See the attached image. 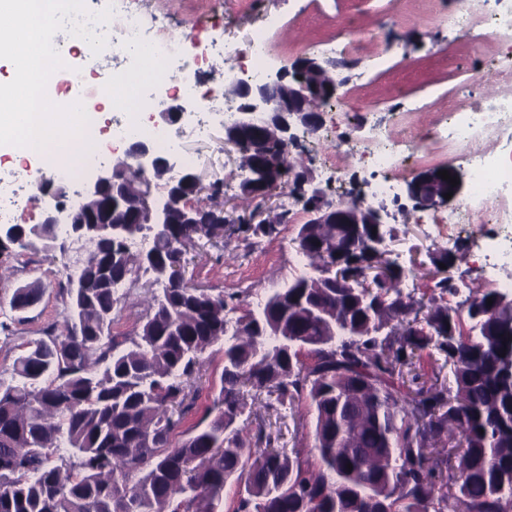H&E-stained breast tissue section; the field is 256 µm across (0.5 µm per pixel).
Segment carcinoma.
<instances>
[{
  "label": "carcinoma",
  "mask_w": 512,
  "mask_h": 512,
  "mask_svg": "<svg viewBox=\"0 0 512 512\" xmlns=\"http://www.w3.org/2000/svg\"><path fill=\"white\" fill-rule=\"evenodd\" d=\"M240 151L289 186L293 166L269 131ZM285 220L247 229L272 239ZM342 228L301 225L297 253L339 269L291 279L258 311L185 281L183 248L208 224L151 239L157 267L96 234L67 279L63 329L29 342L14 382H0V512H215L231 483L234 512H446L450 500L455 512H512V294L489 288L456 308L405 295L420 269L334 257L325 244ZM167 271L177 280L150 293L138 331L112 335L117 280L150 273L151 287ZM44 292L20 286L11 308ZM229 307L245 320L235 339ZM216 345L214 397L184 429L200 358ZM246 388L277 411L307 402L312 447L251 432Z\"/></svg>",
  "instance_id": "carcinoma-1"
}]
</instances>
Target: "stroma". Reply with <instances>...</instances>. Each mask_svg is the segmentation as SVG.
<instances>
[{
  "mask_svg": "<svg viewBox=\"0 0 512 512\" xmlns=\"http://www.w3.org/2000/svg\"><path fill=\"white\" fill-rule=\"evenodd\" d=\"M126 5L152 22L161 37L177 40L189 59L212 40L242 43L253 29L275 20L271 36L277 51L269 61L274 71L312 56L316 42L332 38L345 20L357 19L359 39L369 50L380 52L383 63L346 73L344 85L322 108L321 128L289 146V160L296 168L308 169L312 186L326 187L329 199L372 202L387 211L386 243L404 266L416 262L431 270L442 253H450V273L458 291L445 295L446 303L456 304L470 293L492 287L496 278L512 277L510 268L495 273L485 265L505 225L485 224L477 217L467 224H442L438 221L446 213L442 207L421 208L405 197L372 201L368 171L346 168L343 180L331 184L324 174L334 139H367L376 122L402 144L411 134L428 135L426 146L410 160L407 176L439 166L468 171L465 151H449L442 138L449 123L448 101L462 83L491 94L512 93V54L503 52L493 39L472 40L449 30L447 16L463 12L467 0H127ZM174 129L181 132L185 151L194 156L193 170L203 183L221 178L232 185L231 191L214 199L199 195V203L223 209L229 223L223 236L186 245L184 275L194 287L235 292L257 306L295 275V238L307 219L303 206L293 202L296 218L281 225L276 238L254 241L251 233L237 229L234 218L251 214L260 221L276 216L282 210L284 189L263 199L243 196L241 155L225 146L223 127H216L211 140L204 142L187 134L185 123L175 124ZM58 244L51 253L15 248L0 256V381L11 382L14 359L69 313L62 264L73 240L65 237ZM35 280L45 287L42 300L25 312L13 311L14 289ZM265 403V397H251L247 408L254 424L278 436L281 443L291 444L298 427L312 433V414H302L297 421L283 418Z\"/></svg>",
  "mask_w": 512,
  "mask_h": 512,
  "instance_id": "stroma-1",
  "label": "stroma"
}]
</instances>
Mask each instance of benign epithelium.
Masks as SVG:
<instances>
[{"label": "benign epithelium", "instance_id": "benign-epithelium-1", "mask_svg": "<svg viewBox=\"0 0 512 512\" xmlns=\"http://www.w3.org/2000/svg\"><path fill=\"white\" fill-rule=\"evenodd\" d=\"M300 76L289 77V70L282 68L269 75L261 84L241 83L237 86V95L241 100L236 119L224 125V143L238 146L241 138L257 129H269L276 140L287 146L297 140L295 130L302 126L304 131L314 133L322 126V113L319 105L312 99L321 93V89L312 81L316 73L324 70L320 62L304 57L294 64ZM125 166L140 177L141 187L134 191L120 182L115 170ZM157 170L174 171L173 186L187 180L198 181L197 176L185 178V170L180 161L172 155L157 153L150 139L140 138L128 144L124 157L112 167H102L84 186L82 203L73 209L69 207L62 188L52 183L40 186V192L51 196L55 205L45 211L43 223L52 227L69 224L80 238H90L102 226L112 229V237H122L131 224H141L154 229L163 224L173 223V214L178 213L185 224L201 223L203 206L195 205L191 199L172 190L165 206H158L155 192L149 176ZM450 176L457 178V185L438 176L439 169L433 168L419 173L408 184V196L420 207L435 208L448 204L444 198L447 193L452 197L461 194L464 187V175L461 171L449 167ZM309 179L300 176L296 196L311 224H369L378 231L368 242L370 249L381 253L386 248V233L381 212L360 202L335 203L326 199L323 191H309L306 185Z\"/></svg>", "mask_w": 512, "mask_h": 512}]
</instances>
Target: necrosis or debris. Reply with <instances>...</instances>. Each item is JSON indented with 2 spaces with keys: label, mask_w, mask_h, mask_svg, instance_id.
I'll return each mask as SVG.
<instances>
[{
  "label": "necrosis or debris",
  "mask_w": 512,
  "mask_h": 512,
  "mask_svg": "<svg viewBox=\"0 0 512 512\" xmlns=\"http://www.w3.org/2000/svg\"><path fill=\"white\" fill-rule=\"evenodd\" d=\"M472 8L467 17H449V27L459 29L464 35L488 37L512 45V0H493V8H486V0H470ZM146 43L154 63L152 74H144L140 68L116 70L112 73V84L127 87L128 94L113 104L114 118L107 119L99 111H92L85 137L91 141L108 138L123 141L133 135L130 122L122 120L125 112L152 110L163 98L175 97L185 105L195 106L199 118L191 122L190 133L196 139L206 140L215 126L233 119L231 106L211 104L208 93L200 92L197 73L208 64L210 52H202L193 62L182 61L176 43L166 39L144 41L143 20L140 14L127 12L116 35L114 48H123L129 43ZM327 53L336 55L341 67L359 63H376L375 54L367 51L357 37L353 24L345 23L335 37L324 45ZM272 43L269 28L255 30L244 44L224 43L220 49L232 67L226 82L239 84L257 82L267 73V62L271 56ZM466 88H458L448 104L453 119L448 125L446 139L449 148H465L470 152L473 192L467 204L458 210L449 211L443 221L447 224H463L473 216L480 215L494 224H512V208H504L502 202L512 198V137L508 138L499 153L486 154L473 150V143L483 135L512 127V96L488 95L477 105H467ZM336 163L327 167L328 181L342 177L339 162L350 158L377 173L371 186V194L381 198H397L398 176L405 168L403 150L383 132H376L367 142L356 145L347 141L336 144Z\"/></svg>",
  "instance_id": "obj_1"
}]
</instances>
